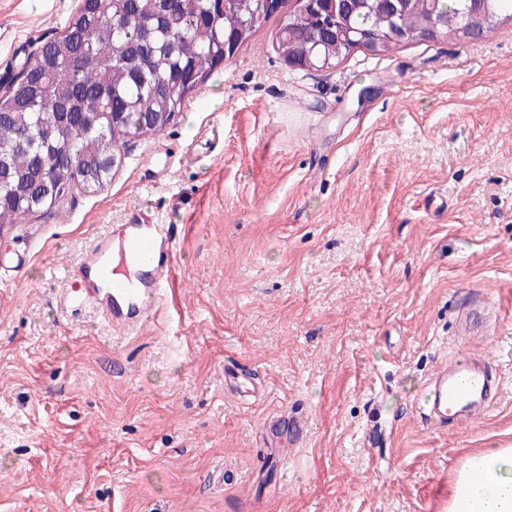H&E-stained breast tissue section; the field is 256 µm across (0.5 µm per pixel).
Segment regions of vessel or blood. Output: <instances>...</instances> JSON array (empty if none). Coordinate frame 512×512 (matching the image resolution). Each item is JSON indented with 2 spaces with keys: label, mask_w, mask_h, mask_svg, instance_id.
I'll return each instance as SVG.
<instances>
[{
  "label": "vessel or blood",
  "mask_w": 512,
  "mask_h": 512,
  "mask_svg": "<svg viewBox=\"0 0 512 512\" xmlns=\"http://www.w3.org/2000/svg\"><path fill=\"white\" fill-rule=\"evenodd\" d=\"M121 230L128 237L131 254L143 267L139 287H128L119 280L102 287L112 242L107 236L98 239L72 270L61 300L67 309L92 306L112 325L134 327L154 315L168 294L174 238L167 224L132 223L122 225ZM499 390V377L489 374L482 359L460 358L430 379L423 419L442 427L471 422L488 410Z\"/></svg>",
  "instance_id": "obj_1"
}]
</instances>
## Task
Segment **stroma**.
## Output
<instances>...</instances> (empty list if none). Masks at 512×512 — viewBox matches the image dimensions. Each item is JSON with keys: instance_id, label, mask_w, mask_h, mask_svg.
Masks as SVG:
<instances>
[{"instance_id": "35a3bbf8", "label": "stroma", "mask_w": 512, "mask_h": 512, "mask_svg": "<svg viewBox=\"0 0 512 512\" xmlns=\"http://www.w3.org/2000/svg\"><path fill=\"white\" fill-rule=\"evenodd\" d=\"M79 0H0V84ZM217 68L112 180L0 231V512H445L470 454L512 448V21L289 66L275 34ZM142 205L173 291L133 327L61 303ZM503 380L425 426L458 355ZM258 372L224 388V370ZM305 422L301 441L261 436ZM223 484H215L216 472Z\"/></svg>"}]
</instances>
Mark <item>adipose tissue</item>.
Listing matches in <instances>:
<instances>
[{
  "instance_id": "obj_1",
  "label": "adipose tissue",
  "mask_w": 512,
  "mask_h": 512,
  "mask_svg": "<svg viewBox=\"0 0 512 512\" xmlns=\"http://www.w3.org/2000/svg\"><path fill=\"white\" fill-rule=\"evenodd\" d=\"M447 512H512V448H489L456 471Z\"/></svg>"
}]
</instances>
